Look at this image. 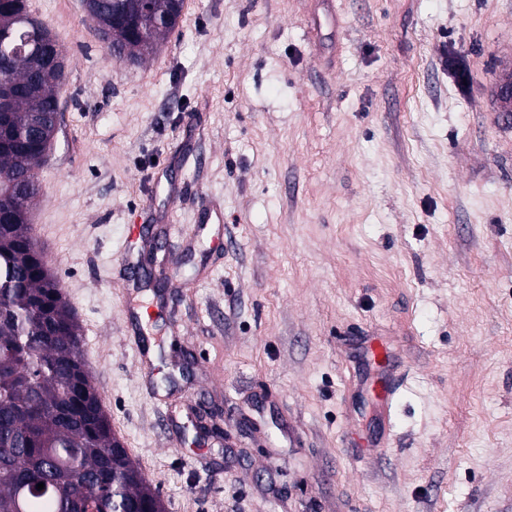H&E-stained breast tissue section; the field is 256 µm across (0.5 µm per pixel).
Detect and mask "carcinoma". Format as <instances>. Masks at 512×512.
I'll list each match as a JSON object with an SVG mask.
<instances>
[{"label": "carcinoma", "instance_id": "cac0c4a2", "mask_svg": "<svg viewBox=\"0 0 512 512\" xmlns=\"http://www.w3.org/2000/svg\"><path fill=\"white\" fill-rule=\"evenodd\" d=\"M97 27H112L118 56L138 63L179 23L177 0H84ZM124 15V27L112 17ZM0 35L11 55L0 81L16 93L0 116V512H165L125 450L80 359L81 327L29 224L42 195L34 169L48 162L65 61L47 66L42 45L63 48L26 0H0ZM44 488H36L38 483Z\"/></svg>", "mask_w": 512, "mask_h": 512}]
</instances>
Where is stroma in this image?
<instances>
[{
    "label": "stroma",
    "mask_w": 512,
    "mask_h": 512,
    "mask_svg": "<svg viewBox=\"0 0 512 512\" xmlns=\"http://www.w3.org/2000/svg\"><path fill=\"white\" fill-rule=\"evenodd\" d=\"M316 2L184 0L133 64L28 0L66 55L30 222L81 357L166 512H512V0H332L314 38Z\"/></svg>",
    "instance_id": "35a3bbf8"
}]
</instances>
